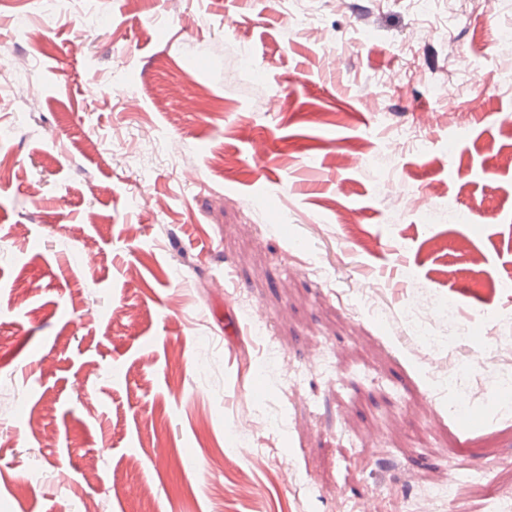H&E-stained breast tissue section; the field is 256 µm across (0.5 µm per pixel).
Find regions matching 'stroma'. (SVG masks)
<instances>
[{"mask_svg": "<svg viewBox=\"0 0 512 512\" xmlns=\"http://www.w3.org/2000/svg\"><path fill=\"white\" fill-rule=\"evenodd\" d=\"M297 9L0 0V512L512 490V0Z\"/></svg>", "mask_w": 512, "mask_h": 512, "instance_id": "35a3bbf8", "label": "stroma"}]
</instances>
